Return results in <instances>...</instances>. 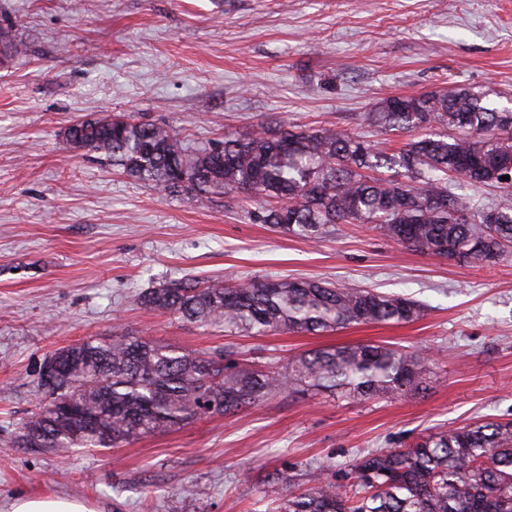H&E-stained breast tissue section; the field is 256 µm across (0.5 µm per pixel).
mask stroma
Masks as SVG:
<instances>
[{
  "label": "stroma",
  "instance_id": "35a3bbf8",
  "mask_svg": "<svg viewBox=\"0 0 512 512\" xmlns=\"http://www.w3.org/2000/svg\"><path fill=\"white\" fill-rule=\"evenodd\" d=\"M25 55L0 68V512L68 497L90 512H265L268 477L339 481L361 452L487 417L512 420V253L494 263L418 253L366 224L317 244L257 224L235 195L200 206L72 148L74 120L136 113L191 148L266 119L367 133L364 113L445 80L512 99V0H0ZM186 277L326 279L419 301L401 325L228 336L142 307ZM116 333L189 351L232 346L282 366L319 347L429 352L424 393L351 402L282 394L104 451L20 448L58 348Z\"/></svg>",
  "mask_w": 512,
  "mask_h": 512
}]
</instances>
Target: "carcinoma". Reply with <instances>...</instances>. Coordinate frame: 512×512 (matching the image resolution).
I'll return each instance as SVG.
<instances>
[{
    "mask_svg": "<svg viewBox=\"0 0 512 512\" xmlns=\"http://www.w3.org/2000/svg\"><path fill=\"white\" fill-rule=\"evenodd\" d=\"M25 52L1 25L0 63ZM366 121L384 135L426 134L382 153L340 126H262L245 137L226 132L218 145L192 151L172 126L127 114L78 120L63 136L134 181L193 192L202 204L236 193L250 219L309 242L337 224H371L414 251L448 260L490 263L512 251V109L450 82L431 94L389 97ZM463 182L498 193L480 205ZM139 302L258 336L407 324L421 315L411 298L326 280H179L146 289ZM51 358L60 369L39 378L46 402L17 437L37 451L116 448L280 393L405 399L426 389L429 372L424 353L386 344L313 349L284 366L257 368L235 359L230 347L192 352L116 335L62 347ZM56 401L65 407L54 412ZM347 478L300 493L269 479L278 505L268 512H512V421L475 422L404 448L364 452Z\"/></svg>",
    "mask_w": 512,
    "mask_h": 512,
    "instance_id": "obj_1",
    "label": "carcinoma"
}]
</instances>
